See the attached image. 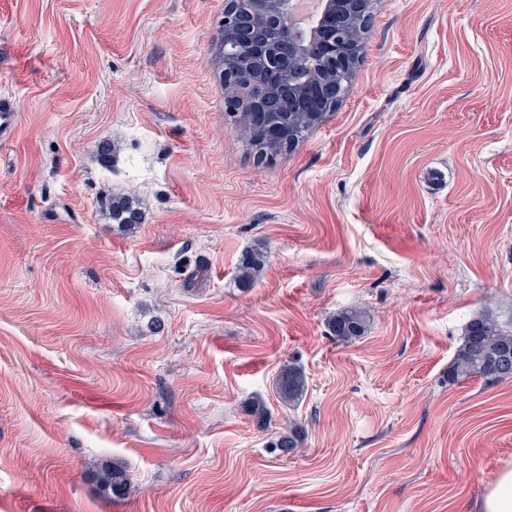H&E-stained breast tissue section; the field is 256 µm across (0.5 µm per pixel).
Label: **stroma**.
Segmentation results:
<instances>
[{
    "label": "stroma",
    "mask_w": 512,
    "mask_h": 512,
    "mask_svg": "<svg viewBox=\"0 0 512 512\" xmlns=\"http://www.w3.org/2000/svg\"><path fill=\"white\" fill-rule=\"evenodd\" d=\"M223 19L0 0V512H480L512 380L448 366L485 306L512 315V0H376L335 112L262 162L210 63ZM112 462L122 498L91 476ZM16 129L14 103L8 96L0 97V138L11 140ZM112 220L117 224H141V211L132 199L116 196L111 200ZM266 256L261 250H254L248 253L240 263L239 266V281L243 285L250 284L256 272L264 265ZM368 315L361 310L349 309L336 313L328 322L333 336L338 340H355L364 336L368 327ZM279 399L289 405H297L307 390L305 373L300 366L288 363L280 371L275 384Z\"/></svg>",
    "instance_id": "1"
}]
</instances>
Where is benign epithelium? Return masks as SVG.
<instances>
[{
    "label": "benign epithelium",
    "instance_id": "7a95c632",
    "mask_svg": "<svg viewBox=\"0 0 512 512\" xmlns=\"http://www.w3.org/2000/svg\"><path fill=\"white\" fill-rule=\"evenodd\" d=\"M296 0H225L224 30L250 31L242 43H224V57L247 54L257 71L224 69L240 106L267 111L266 88L287 82L295 66H304L318 79L330 64L345 69L359 47L348 42L349 27L372 12L374 0H318L316 20L302 25Z\"/></svg>",
    "mask_w": 512,
    "mask_h": 512
}]
</instances>
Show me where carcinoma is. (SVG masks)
I'll return each mask as SVG.
<instances>
[{
    "label": "carcinoma",
    "mask_w": 512,
    "mask_h": 512,
    "mask_svg": "<svg viewBox=\"0 0 512 512\" xmlns=\"http://www.w3.org/2000/svg\"><path fill=\"white\" fill-rule=\"evenodd\" d=\"M292 76L302 85L300 98L289 112L259 117L252 111L242 110L237 114L229 107L225 109L233 118V124L241 130L247 149L260 158L293 150L311 129L328 116V101L318 94L320 83L305 80L306 71L301 67L295 68ZM111 211L112 220L118 224L141 223V211L128 197L112 198ZM264 262V252L254 250L248 253L239 266V281L244 285L251 283ZM368 323L365 312L349 309L331 318L328 327L337 339L348 341L365 335ZM473 376L492 382L512 379V318L503 320L489 307L469 320L462 344L448 367V380L451 382ZM275 390L283 403L297 405L307 390L302 368L293 363L284 366L276 379ZM272 447L284 454L292 453L299 447L297 430L290 428L276 436ZM96 477L103 491L115 497L124 495L130 484L127 470L117 464L99 469Z\"/></svg>",
    "instance_id": "carcinoma-1"
}]
</instances>
